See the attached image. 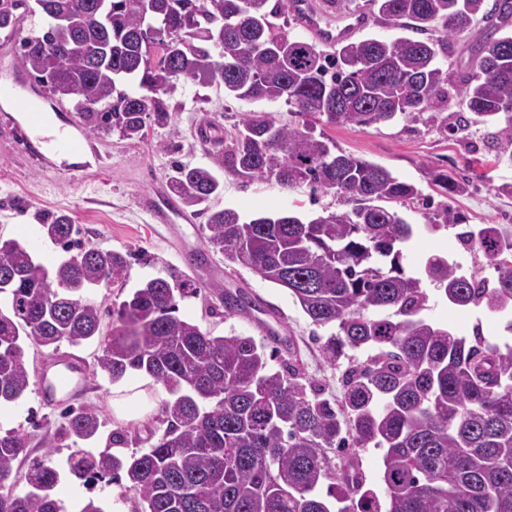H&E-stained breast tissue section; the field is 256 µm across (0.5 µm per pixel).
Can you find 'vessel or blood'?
I'll list each match as a JSON object with an SVG mask.
<instances>
[{"label":"vessel or blood","mask_w":512,"mask_h":512,"mask_svg":"<svg viewBox=\"0 0 512 512\" xmlns=\"http://www.w3.org/2000/svg\"><path fill=\"white\" fill-rule=\"evenodd\" d=\"M295 11L304 28L316 31L320 39L328 43H335L349 37L362 25L361 18L353 17L342 27L322 28L311 12L307 0H297ZM0 99L14 101L20 106L22 120L31 134L30 140L26 142L27 150H35L44 145L54 155L61 157L72 156L81 151L86 140L83 132L72 122L62 125L52 122L48 113L42 108V93L30 88L22 79L17 77L1 79ZM140 204L158 224L173 223L180 213L174 197L161 190L143 196Z\"/></svg>","instance_id":"vessel-or-blood-1"}]
</instances>
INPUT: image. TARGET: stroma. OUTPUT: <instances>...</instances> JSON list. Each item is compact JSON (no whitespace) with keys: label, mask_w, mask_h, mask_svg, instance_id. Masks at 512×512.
Returning <instances> with one entry per match:
<instances>
[{"label":"stroma","mask_w":512,"mask_h":512,"mask_svg":"<svg viewBox=\"0 0 512 512\" xmlns=\"http://www.w3.org/2000/svg\"><path fill=\"white\" fill-rule=\"evenodd\" d=\"M484 33V26L479 23L471 32L456 38L447 56L440 58V67L455 75L473 71L477 61L475 44ZM176 100L178 105L169 127L149 128L140 141L125 140L116 134H92L84 153L75 158L62 160L50 154L38 162L24 152L15 137H0V238L30 240L40 231L38 214L65 213L78 227V240L83 245L154 256V263H133L129 287L165 275L171 268L189 271L199 280L201 291L181 303V315L216 336L242 334L259 340L265 329L274 330L281 338L279 360H296L306 379L335 399L343 397L342 377L348 361L343 358L333 363L325 358L319 341L322 328L312 325L287 289L261 280L246 267L225 265L223 255L207 247L204 215L189 209L175 223L157 224L140 205L141 198L153 188L165 187L172 165L211 163L215 147L199 137L201 127L222 126L224 139L229 142L246 112L270 113L279 125L306 120L332 140L337 149L383 166L415 184L423 194L422 200L401 209L407 221L416 226L415 237L405 252L406 265L415 271L427 256L439 253L460 260L468 269L485 263L482 255L463 251L453 230L433 226L432 212L437 206H448L465 224L512 225V167L485 169L474 163L475 157L485 152L483 126L474 124L465 132L450 135L409 118L369 127L330 124L318 115L301 118L293 106L282 100H239L225 94L219 84L202 85L192 80L183 82ZM171 137L177 148L164 151L162 145ZM434 171L459 173L469 182L449 196L432 183L430 174ZM219 175L224 189L213 200V208L235 209L246 221L264 212L311 217L346 207L332 191L315 192L306 185L288 188L273 180L244 177L228 166L220 169ZM200 253L206 256L203 264L190 266V258ZM239 289L259 299L261 309L247 316L208 314V307L218 305L224 292ZM429 305L428 317L448 324L455 333L468 336L478 326L491 340L499 332L498 319L482 309L460 311L435 295L430 297ZM95 354L92 344L75 347L60 343L56 356L74 357L80 362L75 384L56 395L51 404L42 400L37 388H30L18 403L0 408V430L31 433V451L38 457L43 453L40 422L58 420L65 406L91 405L98 410L103 425L87 448L94 452L110 448V437L120 420L112 406L113 382L94 372ZM382 457L379 448H345L332 456L331 466L337 470L354 463L366 484L376 487L380 484ZM55 494L67 512H79L83 501L90 497L102 502L105 512H114L119 505H134L131 493L105 480L89 488L65 476Z\"/></svg>","instance_id":"obj_1"}]
</instances>
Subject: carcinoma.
<instances>
[{"label": "carcinoma", "mask_w": 512, "mask_h": 512, "mask_svg": "<svg viewBox=\"0 0 512 512\" xmlns=\"http://www.w3.org/2000/svg\"><path fill=\"white\" fill-rule=\"evenodd\" d=\"M133 2L0 0V30L13 34L25 18L41 17L43 33L18 42L28 76L71 102L92 133L131 140L167 127L180 82L191 79L218 82L240 100L283 99L297 114L333 124L417 115L454 135L468 125L445 114L452 77L438 57L480 14V56L458 91L484 126L487 155L512 165V0H494L488 11L484 0H366L384 25L409 35L348 42L332 55L274 29L268 17L288 16L292 0L268 11V0H146L143 9ZM159 31L184 48L162 52ZM204 42L219 44L217 54ZM119 80L138 90L118 89ZM226 160L247 177L334 191L350 209L247 222L231 208L211 210L223 190L214 167ZM168 182L184 206L207 215L208 247L287 289L313 325L330 331L325 356L351 359L342 405L306 382L298 365L271 368L270 343L214 336L179 315L200 284L177 269L113 303L119 325L103 329L90 293L125 285L131 253L84 247L73 241L69 217L41 214L42 238L62 251L55 263L0 240V404L30 389L26 348L55 351L63 341L97 344L95 371L110 381L138 371L167 394L151 421L112 432V444L142 449H80L66 460L70 476L126 482L136 512H512V346L490 343L478 327L459 336L423 315L429 295L406 272L401 249L413 225L385 207L419 197L414 184L336 152L305 123L278 126L265 112L244 114L214 166L176 164ZM456 238L486 266L464 274L432 255L426 279L449 304L481 306L512 332V232L477 224ZM221 304L228 316L259 307L242 291L224 293ZM355 352L369 356L360 362ZM61 417L22 477L14 464L29 456L30 438L0 432V512H66L53 495L55 449L68 438L95 439L101 422L92 406L66 407ZM350 443L384 450L385 502L357 473L332 470L326 451ZM334 475L337 483L325 484Z\"/></svg>", "instance_id": "obj_1"}]
</instances>
